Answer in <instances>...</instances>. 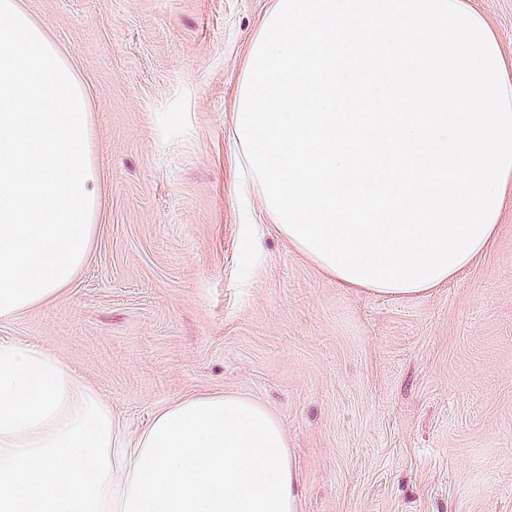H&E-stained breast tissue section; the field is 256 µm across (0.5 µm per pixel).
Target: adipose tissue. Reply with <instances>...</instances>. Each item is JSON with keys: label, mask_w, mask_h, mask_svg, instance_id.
Instances as JSON below:
<instances>
[{"label": "adipose tissue", "mask_w": 512, "mask_h": 512, "mask_svg": "<svg viewBox=\"0 0 512 512\" xmlns=\"http://www.w3.org/2000/svg\"><path fill=\"white\" fill-rule=\"evenodd\" d=\"M279 417L237 394L160 409L128 436L55 356L0 341V512H298Z\"/></svg>", "instance_id": "adipose-tissue-1"}]
</instances>
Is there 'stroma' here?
Masks as SVG:
<instances>
[{
    "label": "stroma",
    "instance_id": "obj_1",
    "mask_svg": "<svg viewBox=\"0 0 512 512\" xmlns=\"http://www.w3.org/2000/svg\"><path fill=\"white\" fill-rule=\"evenodd\" d=\"M512 74V0H470ZM90 104L87 261L0 320L138 433L240 394L282 421L300 512H512V195L468 268L427 294L342 287L251 223L230 138L269 0H19Z\"/></svg>",
    "mask_w": 512,
    "mask_h": 512
}]
</instances>
